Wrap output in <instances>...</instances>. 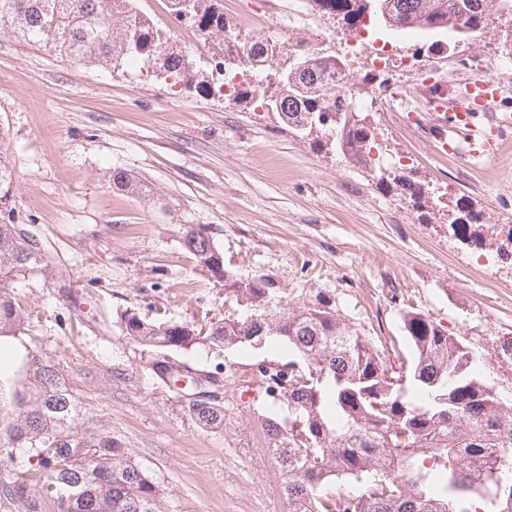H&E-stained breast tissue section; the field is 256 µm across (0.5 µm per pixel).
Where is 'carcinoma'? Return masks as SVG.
I'll return each instance as SVG.
<instances>
[{
    "label": "carcinoma",
    "instance_id": "obj_1",
    "mask_svg": "<svg viewBox=\"0 0 512 512\" xmlns=\"http://www.w3.org/2000/svg\"><path fill=\"white\" fill-rule=\"evenodd\" d=\"M138 0H0V21L18 37L44 43L60 54L114 69L147 67L159 61L164 78L208 93V65L190 69L193 55L178 48L169 30L136 7ZM329 18L358 27L364 17L381 20L393 33L459 31L475 36L512 14V0H310ZM188 23L208 44V52L236 55L239 66L267 62L261 42L229 39L224 0H190ZM281 86L268 84L259 102H279L276 114L301 137L326 135L353 165L381 172L376 165L377 130L349 125L346 85L329 88L334 54L308 55ZM333 117L329 125L317 115ZM112 185L148 198L147 190L116 168ZM15 173L0 155V344L22 341L28 314L12 296L14 281L32 274L53 275L39 241L15 223L11 189ZM183 250L208 279L224 287V317L208 328L193 323L147 320L134 311L119 316L124 336L162 358L151 366L168 374V354L196 344L231 350L270 340L291 347L294 362H261L244 372L260 382L272 404L288 407V417L264 416L262 447L285 475L288 512H470L478 497L484 512H507L512 503V411L465 370L472 357L448 331L421 313L408 311L403 324L412 348L401 372L366 339L320 303L288 309L275 302V282L263 275H237L224 268V254L202 224L183 227ZM245 389L217 400L188 403L202 427L224 426L226 412ZM82 410L68 379L47 354L17 351L15 368L0 372V454L27 457L25 471L0 464V509L4 512H160L161 488L132 462L105 425L78 433ZM479 459L484 468L467 466ZM358 489L348 491L345 482Z\"/></svg>",
    "mask_w": 512,
    "mask_h": 512
}]
</instances>
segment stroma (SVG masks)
<instances>
[{
    "mask_svg": "<svg viewBox=\"0 0 512 512\" xmlns=\"http://www.w3.org/2000/svg\"><path fill=\"white\" fill-rule=\"evenodd\" d=\"M307 24L272 28L288 47L348 30L310 0H224L234 36L239 14L287 9ZM505 15L445 60L449 89L496 64L512 115V60ZM431 36H391L390 64L356 62L370 123L382 134L381 163L407 164L424 203L379 182L315 137L301 138L258 100L190 91L140 70L117 72L65 58L15 37L0 23V142L16 175L15 221L42 240L55 273L18 282L29 319L23 341L67 374L82 426L105 421L162 489V512H283L284 476L262 448L259 393L228 411L223 429L201 428L177 387L150 363L155 354L123 336L118 316L204 323L224 314V291L179 243L185 224L211 228L225 266L263 273L288 308L324 303L387 359L408 357L403 316L422 313L479 356L478 375L512 405V262L497 253L512 225V140L481 165L441 154L424 129L392 109L385 91L415 89L435 63ZM127 170L148 198L113 189ZM477 215L476 238L454 235L448 208ZM280 345L216 355L198 345L174 361L208 371L223 364L227 387L249 365L296 359Z\"/></svg>",
    "mask_w": 512,
    "mask_h": 512,
    "instance_id": "obj_1",
    "label": "stroma"
}]
</instances>
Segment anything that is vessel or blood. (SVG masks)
Wrapping results in <instances>:
<instances>
[{
	"mask_svg": "<svg viewBox=\"0 0 512 512\" xmlns=\"http://www.w3.org/2000/svg\"><path fill=\"white\" fill-rule=\"evenodd\" d=\"M419 87L417 108L431 120L443 152L476 165L499 151L503 144L501 127L477 122L479 114L488 111L502 95L494 77L465 82L452 92L444 81L430 74L422 76Z\"/></svg>",
	"mask_w": 512,
	"mask_h": 512,
	"instance_id": "b4317fda",
	"label": "vessel or blood"
}]
</instances>
